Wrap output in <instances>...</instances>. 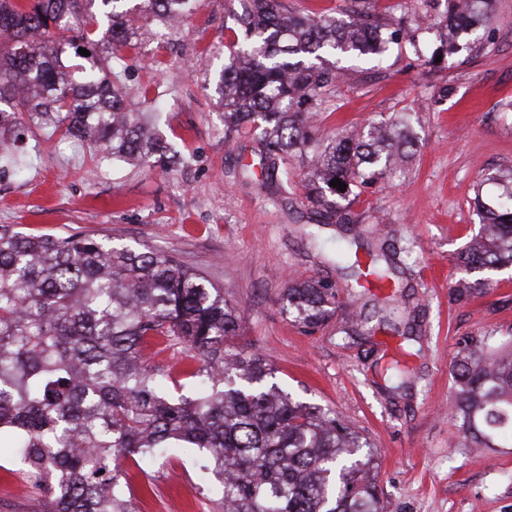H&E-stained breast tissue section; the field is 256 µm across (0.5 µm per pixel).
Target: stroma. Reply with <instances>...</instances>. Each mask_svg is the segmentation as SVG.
Here are the masks:
<instances>
[{
  "mask_svg": "<svg viewBox=\"0 0 512 512\" xmlns=\"http://www.w3.org/2000/svg\"><path fill=\"white\" fill-rule=\"evenodd\" d=\"M396 17L417 20L418 46L391 44L384 63L357 66L332 106L315 116L326 137L357 134L370 121L415 109L416 146L408 163L364 188L354 212L382 216L415 252L399 278V300L413 307L416 336H344L346 308L311 329L281 301L289 281H338L334 263L303 236L311 215L298 179L274 203L236 175L221 107L205 82L223 62L234 20L225 0H201L166 40L146 35L123 49L134 65L130 107L163 103V135L188 157L166 173L114 166L62 132L24 125L14 133L20 162L0 161V225L29 234L88 232L174 255L224 291L243 316L238 349L255 352L300 401L336 411L377 450L375 482L387 512H512V447L469 448L448 413L450 363L459 341L487 331L512 334V273L468 300L453 287L473 282L457 257L477 233L473 188L512 167V0H496L485 48L440 55L441 11L421 0H382ZM411 375L389 391L381 373L400 349ZM0 447V512H37L39 490L11 473ZM138 512H217L198 490L199 465L178 454L164 469L127 464Z\"/></svg>",
  "mask_w": 512,
  "mask_h": 512,
  "instance_id": "obj_1",
  "label": "stroma"
}]
</instances>
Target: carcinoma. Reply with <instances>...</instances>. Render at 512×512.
<instances>
[{
	"label": "carcinoma",
	"mask_w": 512,
	"mask_h": 512,
	"mask_svg": "<svg viewBox=\"0 0 512 512\" xmlns=\"http://www.w3.org/2000/svg\"><path fill=\"white\" fill-rule=\"evenodd\" d=\"M198 0H0V137L23 117L102 151L114 163L170 170L184 157L127 111L121 48L139 39L129 15L169 31ZM239 34L212 78L224 134L246 133L253 164L241 177L273 199L294 188L291 159L310 154L305 177L316 242L346 232L332 260L345 288L368 297L374 328L400 334L397 250L380 225L352 210L362 188L408 156L409 123L399 114L358 138L311 134L317 106L333 101L348 75L334 59H378L399 36L420 52L401 18L376 0H345L341 12L302 16L283 0H238ZM493 0H445L441 42L462 32L484 47ZM84 48L90 55L78 52ZM261 178H256L253 165ZM336 178L345 191L330 186ZM504 192L461 265L481 275L512 267V169L487 177ZM337 288L292 283L284 309L325 325ZM240 316L210 280L174 255L114 245L90 235L22 234L0 225V445L41 489L47 512H137L122 463L161 465L199 455L203 487L224 512H385L374 481L376 450L318 405L293 399L256 353L226 347ZM179 345L195 366L176 379L149 362L155 342ZM450 414L480 448L512 445V340L468 336L451 365ZM190 386L191 395L183 394Z\"/></svg>",
	"instance_id": "carcinoma-1"
}]
</instances>
